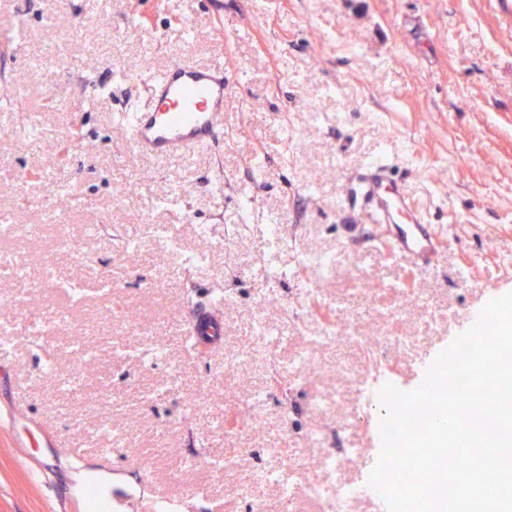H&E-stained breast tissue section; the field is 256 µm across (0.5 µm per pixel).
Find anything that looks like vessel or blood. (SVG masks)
Wrapping results in <instances>:
<instances>
[{
  "label": "vessel or blood",
  "mask_w": 512,
  "mask_h": 512,
  "mask_svg": "<svg viewBox=\"0 0 512 512\" xmlns=\"http://www.w3.org/2000/svg\"><path fill=\"white\" fill-rule=\"evenodd\" d=\"M145 102L135 110L113 113L112 125L124 132L127 147L158 160L176 159L212 147L224 129V101L229 86L224 61L204 65L182 61L166 70L146 72L141 79ZM404 167L401 156L369 159L357 164L346 181L342 206L377 224L380 244L393 257L414 270L437 269L446 238L430 224L416 196L397 175ZM218 311L201 302L189 317L184 333L223 329ZM190 498L153 495L148 512H188Z\"/></svg>",
  "instance_id": "obj_1"
}]
</instances>
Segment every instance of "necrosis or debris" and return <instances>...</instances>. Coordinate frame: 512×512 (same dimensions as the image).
Segmentation results:
<instances>
[{
  "label": "necrosis or debris",
  "instance_id": "necrosis-or-debris-1",
  "mask_svg": "<svg viewBox=\"0 0 512 512\" xmlns=\"http://www.w3.org/2000/svg\"><path fill=\"white\" fill-rule=\"evenodd\" d=\"M298 264L305 269L309 279L303 290L304 300L291 301L287 311L295 317L308 316L310 308L327 312L318 335L283 336L262 314L264 296L254 295L250 303L255 311L251 328V340L242 357L230 356L224 360L225 372H233L239 359H246L263 372L278 374L279 355L282 349H290L291 360L288 375L281 382L286 396L304 393V409L307 416L323 417L328 421L325 429L311 432L299 425H292L293 448L284 455L278 467L255 465L247 482L237 486L235 495L244 504V512H268L261 488L272 487L278 492L279 512H305L309 503H316L318 512H364L366 504L378 501L379 494L361 478L360 471L366 464L377 462L380 443L369 448H353L347 440L364 425L379 429V415L383 411L380 391L385 384L402 387L397 373L393 353L395 350L416 344L413 336H384L377 323L371 322V289L360 288L345 302L333 300L322 293L320 284L328 278L335 267L333 256L326 254H304ZM0 275L33 282L53 284L59 292L72 302L82 300L80 289L54 281L53 269L45 265L32 268L29 261L17 253L0 252ZM368 320L367 333L356 334L358 321ZM336 350L333 372L336 376L348 375L353 363L348 350L360 352L365 360L363 374L366 387L362 401L351 409L345 419H337V400L314 391L311 384L319 374L323 353ZM262 395L244 397L237 402L238 423L225 429L224 462L233 465L237 457L245 453L246 440L262 422L259 408ZM317 451V460H310V451Z\"/></svg>",
  "mask_w": 512,
  "mask_h": 512
}]
</instances>
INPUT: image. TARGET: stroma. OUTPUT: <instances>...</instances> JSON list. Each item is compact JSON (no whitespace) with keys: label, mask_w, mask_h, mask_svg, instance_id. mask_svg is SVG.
<instances>
[{"label":"stroma","mask_w":512,"mask_h":512,"mask_svg":"<svg viewBox=\"0 0 512 512\" xmlns=\"http://www.w3.org/2000/svg\"><path fill=\"white\" fill-rule=\"evenodd\" d=\"M24 29L27 39L14 33ZM49 64L39 70L33 56ZM223 58L232 89L224 103V133L211 149L157 162L130 151L110 122L112 112L142 98L136 78L174 61ZM119 60L132 80L116 82ZM101 87L98 96L88 86ZM0 126L40 113L48 130L37 144L0 133V213L39 224L44 203L65 218L59 236L18 232L11 247L46 256L60 277L80 284L87 302L71 312L51 289L0 279V322L14 318L24 295L27 321L59 324L55 336L19 339L0 352V512H86L77 475L100 469L97 450L106 421L134 432L108 472L113 494L159 491L192 497L193 512H241L232 487L248 465L222 463L225 422L235 420L237 395L262 391L264 418L248 438L267 449V466L291 446L287 403L250 362L224 375V355L246 347L253 310L248 300L224 308V342L200 359L180 338L197 285L266 294L264 313L284 335H316L326 318L312 309L289 317L287 297L303 278L275 282L243 277L264 253L267 214H276L290 246L279 264L294 267L301 252L335 255L322 284L342 297L365 277L377 288L374 312L394 336H414L398 356L414 384L459 333L470 309L512 292V0H0ZM299 132L286 143L285 130ZM412 146L405 178L432 223L447 233L437 270L414 271L374 247L375 225L339 208L344 182L357 163L380 151ZM260 154L262 176L248 159ZM61 172L72 192L43 180ZM35 185L23 196L21 182ZM189 193L179 208L157 204L172 184ZM255 202L250 229L215 248L197 238L199 224L238 223L240 197ZM93 224L101 233H90ZM163 224L187 251L210 250L207 268L156 263L152 254L114 262L119 238L137 226ZM111 294L98 290L102 280ZM163 288L149 293L147 283ZM419 292L429 313L390 320L388 288ZM92 359L74 362L73 345ZM166 363L151 364L154 346ZM55 350L58 387L40 377ZM352 374L324 371L317 390L358 402L361 354ZM207 390L197 415L185 417L188 394ZM301 409V402H294ZM211 456L206 467L195 457Z\"/></svg>","instance_id":"1"}]
</instances>
